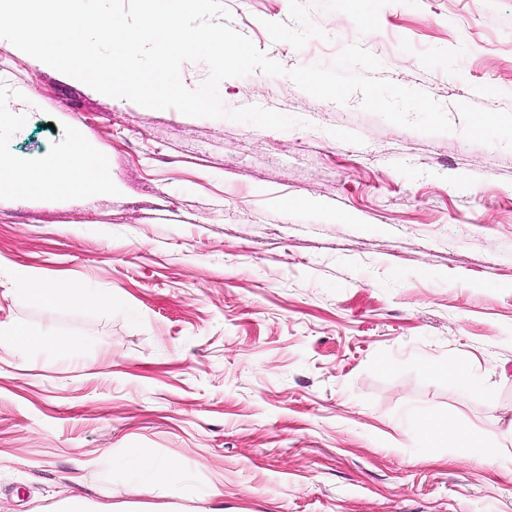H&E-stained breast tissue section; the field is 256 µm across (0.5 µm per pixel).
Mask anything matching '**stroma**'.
<instances>
[{"label": "stroma", "instance_id": "1", "mask_svg": "<svg viewBox=\"0 0 512 512\" xmlns=\"http://www.w3.org/2000/svg\"><path fill=\"white\" fill-rule=\"evenodd\" d=\"M287 70L358 44L454 124L427 135L286 75L224 80L280 131L106 96L0 41V155L80 136L104 189L0 192V512H512V0H222ZM108 293L76 311L27 275ZM75 346L54 354L51 339ZM466 368L473 389L450 369ZM179 473L138 487L136 451ZM484 435L481 431L473 428H457L456 429V448L457 457L461 461H469L472 459L470 449L482 445Z\"/></svg>", "mask_w": 512, "mask_h": 512}]
</instances>
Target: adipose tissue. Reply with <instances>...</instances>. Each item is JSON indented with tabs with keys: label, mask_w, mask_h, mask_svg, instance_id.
Here are the masks:
<instances>
[{
	"label": "adipose tissue",
	"mask_w": 512,
	"mask_h": 512,
	"mask_svg": "<svg viewBox=\"0 0 512 512\" xmlns=\"http://www.w3.org/2000/svg\"><path fill=\"white\" fill-rule=\"evenodd\" d=\"M109 181V173L100 160L77 145L37 170L0 157V189L18 195L64 192L81 184L103 186ZM20 285L25 294L45 305L60 302L69 308L84 310L106 308L111 304L108 294L91 288H62L34 277L24 278Z\"/></svg>",
	"instance_id": "ef3b65f1"
}]
</instances>
